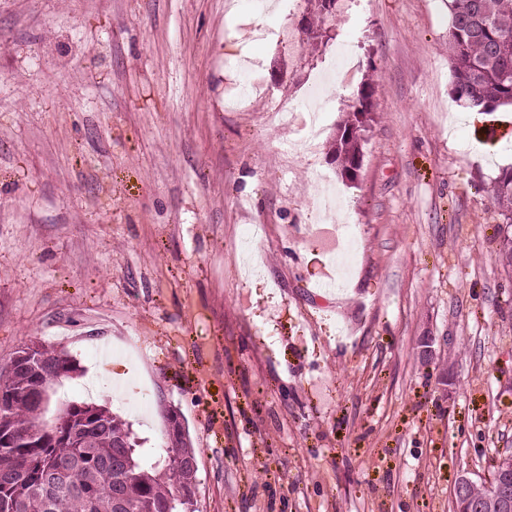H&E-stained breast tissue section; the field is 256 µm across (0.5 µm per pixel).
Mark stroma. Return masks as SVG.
<instances>
[{"mask_svg":"<svg viewBox=\"0 0 512 512\" xmlns=\"http://www.w3.org/2000/svg\"><path fill=\"white\" fill-rule=\"evenodd\" d=\"M313 14L0 0V367L67 352L49 411L104 405L149 458L177 411L197 512H453L512 452V107L453 97L448 0H345L324 45ZM370 80L350 182L330 142ZM491 192L504 223L512 227V167L502 170Z\"/></svg>","mask_w":512,"mask_h":512,"instance_id":"35a3bbf8","label":"stroma"}]
</instances>
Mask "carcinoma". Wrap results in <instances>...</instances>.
<instances>
[{
    "label": "carcinoma",
    "instance_id": "cac0c4a2",
    "mask_svg": "<svg viewBox=\"0 0 512 512\" xmlns=\"http://www.w3.org/2000/svg\"><path fill=\"white\" fill-rule=\"evenodd\" d=\"M339 0H316L309 39L336 18ZM448 59L452 94L472 109L512 104V0H451ZM375 87L366 82L354 110L338 125L332 160L341 176L357 178L366 143L358 114L374 110ZM492 196L512 227V167L502 170ZM76 369L67 354L44 349L31 367L16 360L0 371V392L12 395L0 415V512H186L179 490L196 480L189 435L169 436L159 459H144L132 430L101 405L94 416L72 402L44 420L48 384Z\"/></svg>",
    "mask_w": 512,
    "mask_h": 512
}]
</instances>
